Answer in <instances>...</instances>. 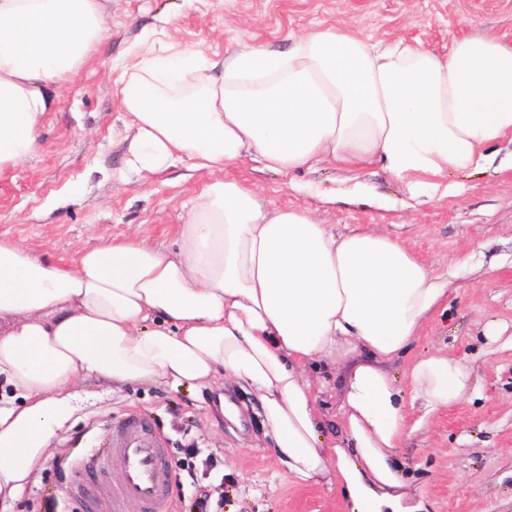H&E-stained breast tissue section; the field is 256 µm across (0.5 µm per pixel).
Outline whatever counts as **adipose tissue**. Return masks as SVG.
<instances>
[{
  "label": "adipose tissue",
  "instance_id": "ef3b65f1",
  "mask_svg": "<svg viewBox=\"0 0 512 512\" xmlns=\"http://www.w3.org/2000/svg\"><path fill=\"white\" fill-rule=\"evenodd\" d=\"M111 2L0 0V173L34 155L60 88L109 32ZM289 41L220 60L146 50L117 95L131 172L243 157L275 173L377 163L411 196L444 198L449 171L481 170L512 135V46L494 34L453 38L444 57L336 26ZM447 295L401 241L336 233L235 179L201 187L168 250L133 232L60 264L0 235V501L34 477L77 382L165 378L255 396L289 478L339 490L346 512H425L397 450L407 395L430 415L471 386L446 352L408 356ZM405 358L406 388L392 373ZM336 369L342 436L330 445L313 376Z\"/></svg>",
  "mask_w": 512,
  "mask_h": 512
}]
</instances>
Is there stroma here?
<instances>
[{"label":"stroma","instance_id":"obj_1","mask_svg":"<svg viewBox=\"0 0 512 512\" xmlns=\"http://www.w3.org/2000/svg\"><path fill=\"white\" fill-rule=\"evenodd\" d=\"M345 26L374 42L418 40L447 55L453 37L496 34L512 45V0H112L111 30L100 50L46 113L39 149L0 175V234L59 263L96 242L139 230L168 248L204 183L224 177L251 185L264 202L314 208L321 223L347 233L378 226L448 278V312L423 327L411 354L439 349L472 373L473 387L451 407L408 411L415 427L399 450L411 493L428 512H512V139H500L479 173L452 172L446 198H411L380 167L345 172L321 163L288 175L242 159L219 171L177 162L126 178V118L115 80L146 39L156 51L204 43L223 58L228 42L279 47L288 33ZM240 425L223 418L217 391L160 380L115 387L89 380L52 439L33 483L0 512H85L68 492L70 465L93 442L112 437L125 413H141L171 450L193 448L190 485L173 487L176 512H344L337 491L294 484L243 392Z\"/></svg>","mask_w":512,"mask_h":512}]
</instances>
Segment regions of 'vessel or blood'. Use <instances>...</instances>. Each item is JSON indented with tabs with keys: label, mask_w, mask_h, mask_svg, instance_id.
I'll return each instance as SVG.
<instances>
[{
	"label": "vessel or blood",
	"mask_w": 512,
	"mask_h": 512,
	"mask_svg": "<svg viewBox=\"0 0 512 512\" xmlns=\"http://www.w3.org/2000/svg\"><path fill=\"white\" fill-rule=\"evenodd\" d=\"M82 467L88 476L81 492L92 512H168L172 492V461L168 448L151 426L128 414L112 428L109 447L90 448ZM119 468L117 482H101L102 474Z\"/></svg>",
	"instance_id": "vessel-or-blood-1"
}]
</instances>
